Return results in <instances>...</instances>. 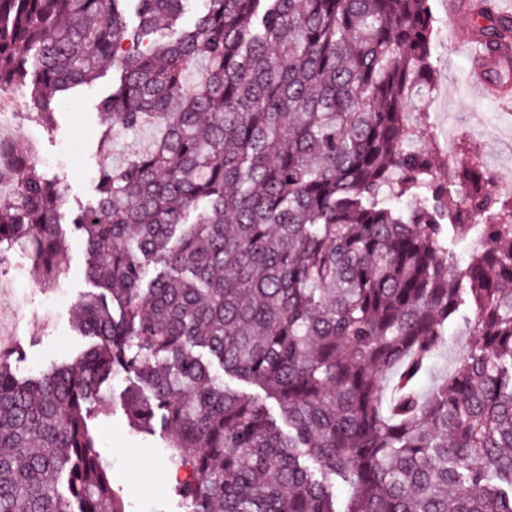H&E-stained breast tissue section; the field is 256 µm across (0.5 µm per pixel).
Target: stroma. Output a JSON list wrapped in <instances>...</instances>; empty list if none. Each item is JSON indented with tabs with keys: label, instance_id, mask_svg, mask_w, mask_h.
Masks as SVG:
<instances>
[{
	"label": "stroma",
	"instance_id": "stroma-1",
	"mask_svg": "<svg viewBox=\"0 0 512 512\" xmlns=\"http://www.w3.org/2000/svg\"><path fill=\"white\" fill-rule=\"evenodd\" d=\"M429 4L435 18L436 87L427 104L409 106L410 112L424 109L429 114L422 137L448 140L456 148L467 146L489 174L512 172V115L501 112L495 101L469 84L470 60L458 48L463 37L471 34V25L449 20L448 0H429ZM111 93L112 74L107 71L60 101L47 128L30 118L26 89L8 91L13 109L0 118V131L14 139L18 150L32 147L49 160L47 172L58 178L66 198L64 217L95 205L101 169L121 164L133 149L146 147L155 136L150 128L141 129L135 140L117 134L111 153H104L100 142L106 125L99 105ZM66 243V263L50 288L34 274L28 251L15 249L0 257V349L13 352L18 374L25 376L61 362L91 342L76 328L77 304L93 289L84 275L88 246L84 238L71 233ZM89 426L125 512H185L173 492L174 472L162 434L132 430L117 398Z\"/></svg>",
	"mask_w": 512,
	"mask_h": 512
}]
</instances>
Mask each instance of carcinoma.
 Returning <instances> with one entry per match:
<instances>
[{"label": "carcinoma", "instance_id": "cac0c4a2", "mask_svg": "<svg viewBox=\"0 0 512 512\" xmlns=\"http://www.w3.org/2000/svg\"><path fill=\"white\" fill-rule=\"evenodd\" d=\"M191 2L0 0V92L27 87L36 122L110 68L109 129L161 130L72 221L93 345L27 376L0 352V512H124L88 425L122 373L186 512H512V194L465 145L451 168L412 147L428 0H198L183 28ZM470 20L512 80V18ZM64 205L16 157L0 253L31 250L46 283ZM461 312L468 344L437 374ZM224 385L237 393L256 398L265 403L270 413L278 420V423L281 424L279 405L274 399L268 398L261 387L229 375H224Z\"/></svg>", "mask_w": 512, "mask_h": 512}]
</instances>
